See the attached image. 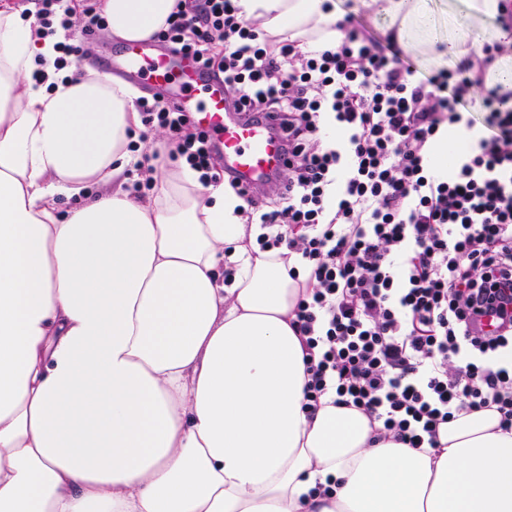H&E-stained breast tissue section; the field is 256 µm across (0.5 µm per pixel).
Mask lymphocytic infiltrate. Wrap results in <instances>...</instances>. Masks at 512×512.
Returning <instances> with one entry per match:
<instances>
[{"label": "lymphocytic infiltrate", "mask_w": 512, "mask_h": 512, "mask_svg": "<svg viewBox=\"0 0 512 512\" xmlns=\"http://www.w3.org/2000/svg\"><path fill=\"white\" fill-rule=\"evenodd\" d=\"M236 0H185L156 42L224 77L233 105L271 119L288 166L239 212L261 250L297 254L308 272L294 326L306 347V407L335 392L410 448L440 423L496 408L512 428V93L448 70L425 77L391 45L354 28L304 54L271 44ZM83 40L59 43L62 69L89 54L106 20L82 10ZM480 89L484 116L466 108ZM166 130L171 159L203 184L224 181L208 135L186 113L137 100ZM343 137L328 140L327 127ZM469 143L444 176L428 155L442 129ZM495 311L499 329L478 319Z\"/></svg>", "instance_id": "lymphocytic-infiltrate-1"}]
</instances>
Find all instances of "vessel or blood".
Wrapping results in <instances>:
<instances>
[{
  "label": "vessel or blood",
  "instance_id": "vessel-or-blood-1",
  "mask_svg": "<svg viewBox=\"0 0 512 512\" xmlns=\"http://www.w3.org/2000/svg\"><path fill=\"white\" fill-rule=\"evenodd\" d=\"M110 74L121 76L158 94L188 113L205 131L226 171L247 189L278 176L288 164L280 134L266 118L248 119L226 100L224 80L190 54H172L154 41L127 44L120 51L101 50Z\"/></svg>",
  "mask_w": 512,
  "mask_h": 512
}]
</instances>
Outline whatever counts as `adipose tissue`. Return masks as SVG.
<instances>
[{"mask_svg": "<svg viewBox=\"0 0 512 512\" xmlns=\"http://www.w3.org/2000/svg\"><path fill=\"white\" fill-rule=\"evenodd\" d=\"M359 2L401 42L461 10L474 46L512 39L499 0ZM177 3L99 8L107 36L133 43ZM237 5L304 53L348 23L336 0ZM38 30L0 0V512H512L496 409L440 424L423 450L378 439L333 395L306 410L297 256L260 250L239 199L170 161L164 133L151 191L132 196L135 91L55 70Z\"/></svg>", "mask_w": 512, "mask_h": 512, "instance_id": "1", "label": "adipose tissue"}]
</instances>
